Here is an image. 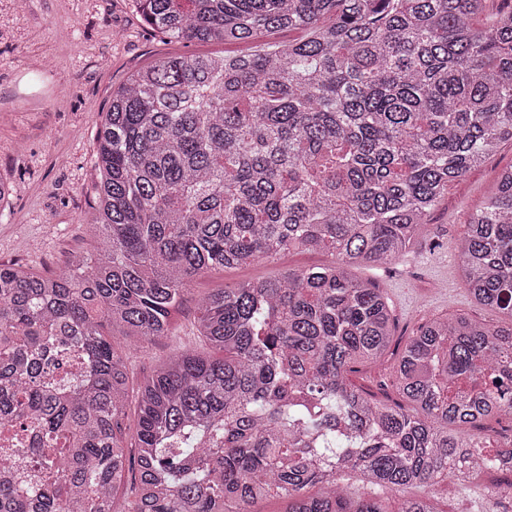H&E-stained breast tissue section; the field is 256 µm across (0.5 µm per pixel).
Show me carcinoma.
<instances>
[{
	"label": "carcinoma",
	"mask_w": 512,
	"mask_h": 512,
	"mask_svg": "<svg viewBox=\"0 0 512 512\" xmlns=\"http://www.w3.org/2000/svg\"><path fill=\"white\" fill-rule=\"evenodd\" d=\"M134 3L170 41L305 37L136 72L96 135V253L56 275L0 264V424L38 436L41 472L20 485L0 454V512H117L126 481L125 512H386L450 474L512 475V449L451 430L512 417V322L421 323L393 367L407 408L349 379L394 322L352 270L403 257L448 186L512 143V0ZM290 250L336 261L211 293L191 334L223 356L185 348L130 395L196 277ZM457 252L474 299L512 315V166Z\"/></svg>",
	"instance_id": "obj_1"
}]
</instances>
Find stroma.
Instances as JSON below:
<instances>
[{
    "label": "stroma",
    "mask_w": 512,
    "mask_h": 512,
    "mask_svg": "<svg viewBox=\"0 0 512 512\" xmlns=\"http://www.w3.org/2000/svg\"><path fill=\"white\" fill-rule=\"evenodd\" d=\"M247 44L167 42L144 24L132 0H0V180L12 187L0 202V263L46 275L65 270L77 254L95 252V135L113 91L165 54H243ZM512 166L503 144L478 168L454 182L431 213L424 233L400 261L353 275L383 288L405 343L425 320L463 313L499 321L467 291L456 242L496 176ZM333 255L292 251L271 265L214 270L197 277L175 320L189 327L208 294L286 269L329 264ZM394 354L361 367L353 381L374 399L395 402ZM507 476L485 474L471 484L446 479L429 489L435 512H484L487 493Z\"/></svg>",
    "instance_id": "stroma-1"
}]
</instances>
